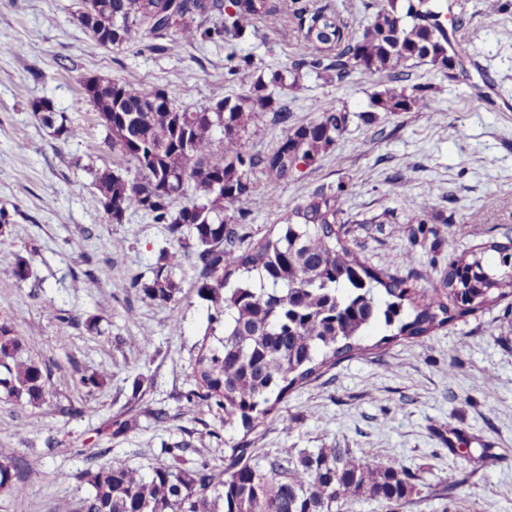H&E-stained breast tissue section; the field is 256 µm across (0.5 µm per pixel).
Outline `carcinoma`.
<instances>
[{"instance_id": "cac0c4a2", "label": "carcinoma", "mask_w": 512, "mask_h": 512, "mask_svg": "<svg viewBox=\"0 0 512 512\" xmlns=\"http://www.w3.org/2000/svg\"><path fill=\"white\" fill-rule=\"evenodd\" d=\"M172 2L80 0L78 20L106 49L144 39L154 41L153 50L244 42L260 22L297 33L299 43L290 66L198 110L178 106L148 84L134 88L101 78L82 83L106 143L134 168L132 175L97 174L94 186L106 214L120 223L141 212L165 225L172 241L151 279L129 287L153 302H175L181 292L176 271L195 256L197 294L210 303L206 334L215 343L199 348L185 398L249 433L291 389L361 350L360 337L371 325L397 328L385 341L417 338L447 321L448 305L438 294L411 291L402 276L380 275L360 263L336 233L342 217L331 188L315 189L291 209L275 237L250 251L236 250L235 225L250 217L260 183L286 182L300 166L314 164L336 145L348 113L317 104L311 121L287 129L264 153L250 152L243 137L272 110L288 124V110L273 109L269 87H297L305 76L340 82L353 71L378 74L385 88L370 94L369 110L427 106L424 88L404 85L407 70L415 60L449 69L448 52L455 50L463 18L446 26L443 13L452 4L442 0H378L370 24L354 32L332 0H290L285 12L272 0H179L174 10ZM33 113L59 138L78 135L47 101L35 104ZM508 250L493 242L462 255L441 281L448 300L474 311L512 296ZM36 343V336H19L0 323L1 401L45 400L49 377L24 356ZM30 476L23 461L0 458V491ZM87 477L93 491L81 505L85 512H342L362 498L389 504L420 493L417 478L396 461L358 457L349 448L298 454L283 448L260 466L251 449L235 446L220 475L203 462L148 473L100 464Z\"/></svg>"}]
</instances>
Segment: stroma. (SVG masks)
Listing matches in <instances>:
<instances>
[{
    "label": "stroma",
    "mask_w": 512,
    "mask_h": 512,
    "mask_svg": "<svg viewBox=\"0 0 512 512\" xmlns=\"http://www.w3.org/2000/svg\"><path fill=\"white\" fill-rule=\"evenodd\" d=\"M454 3L464 19L461 65L442 72L419 62L408 71V85L426 88L428 107L364 119L383 80L358 72L340 82L307 76L283 91L293 123L313 119L317 104L347 110L349 122L315 164L260 189L249 220L237 227L239 250L277 234L288 211L321 185L338 196L342 241L379 273L404 271L413 254L437 282L463 252L512 242V0ZM77 9L78 0H0V207L14 215L0 230V323L35 334L29 354L50 372L45 402L0 401V453L23 458L33 472L0 493V512H14L18 498L27 512H80L92 492L88 454L103 448L104 463L147 471L169 465L167 449L178 443L187 447V465L218 471L236 445L261 457L337 447L395 459L417 476L413 503L363 499L350 512H512L511 296L462 316L449 312L447 323L416 339L382 346L384 327L369 329L365 352L289 391L248 433L187 404L207 304L189 262L176 274L177 302L158 304L130 288V280L150 279L170 238L144 214L115 224L105 213L94 177L128 164L105 144L82 82L149 84L194 110L291 64L294 44L259 27L237 46L252 59L239 70L220 44L107 50L92 43ZM41 99L80 135L58 139L32 112ZM424 196L433 208L421 217L415 203ZM474 212L480 221H470ZM20 257L32 268L24 282L7 272ZM49 302L77 323L47 318ZM145 350L151 362H143ZM91 374L104 375V384L84 386L82 376ZM69 405L78 414H63ZM158 409L165 420L153 418ZM126 419L130 428L116 432ZM452 474L459 484L448 492Z\"/></svg>",
    "instance_id": "35a3bbf8"
}]
</instances>
